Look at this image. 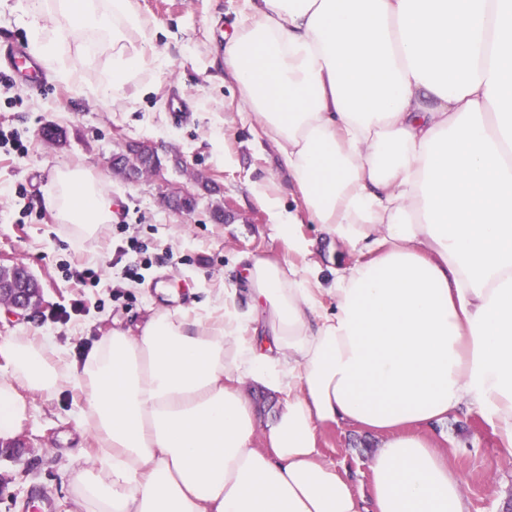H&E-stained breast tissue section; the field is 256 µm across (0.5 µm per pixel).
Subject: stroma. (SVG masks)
<instances>
[{"instance_id": "1", "label": "stroma", "mask_w": 512, "mask_h": 512, "mask_svg": "<svg viewBox=\"0 0 512 512\" xmlns=\"http://www.w3.org/2000/svg\"><path fill=\"white\" fill-rule=\"evenodd\" d=\"M149 21L154 43L169 63H148L139 83L125 85L115 98L98 87L112 66L110 53L90 57L79 83L49 78L33 91L24 82L0 85V130H18L26 157L0 153V262H21L43 287L44 306L33 317L0 312V342L35 333L52 337L57 349L86 350L112 329L134 325L151 309L195 306L210 311L209 300L223 295L224 270L243 255L284 257L266 203L278 199L295 211L300 200L272 145L252 121L239 115L240 90L224 69V34L230 31L241 0H136ZM192 110L182 123L170 112L173 98ZM55 122L66 136L60 144L43 141L38 131ZM147 141L167 161L159 174L131 182L115 176L109 160L127 143ZM187 168L170 162L173 153ZM81 166L98 178L119 205L115 223L98 235L73 241L56 223L44 189L57 167ZM202 176L216 186L197 210L172 213L158 187L190 184ZM230 210L229 221L211 219L213 205ZM125 225L118 233L117 225ZM148 246L147 263L137 278L124 277L134 261L127 240ZM30 416L20 429L29 444L16 457H0V512H70L69 452H93V436L78 428L72 414L83 397L63 388L29 400ZM439 445L464 479L470 512H512V456L500 452L492 426L478 412L449 415ZM378 444L358 427L327 426L320 435L326 461L368 479V461Z\"/></svg>"}]
</instances>
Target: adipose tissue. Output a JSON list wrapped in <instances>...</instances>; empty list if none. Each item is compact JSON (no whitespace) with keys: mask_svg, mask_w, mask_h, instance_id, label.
Wrapping results in <instances>:
<instances>
[{"mask_svg":"<svg viewBox=\"0 0 512 512\" xmlns=\"http://www.w3.org/2000/svg\"><path fill=\"white\" fill-rule=\"evenodd\" d=\"M30 48L77 82L86 30L112 35V89L153 49L135 0H22ZM245 109L301 201L283 259L246 255L218 317L160 309L83 362L51 338L0 345V440L28 396L72 385L98 444L69 473L75 512H470L434 443L478 410L512 456V0H244L224 45ZM46 205L81 240L115 202L56 169ZM356 254L297 265L300 217ZM279 397L260 422L247 394ZM327 425L373 433L368 489L324 460Z\"/></svg>","mask_w":512,"mask_h":512,"instance_id":"1","label":"adipose tissue"}]
</instances>
